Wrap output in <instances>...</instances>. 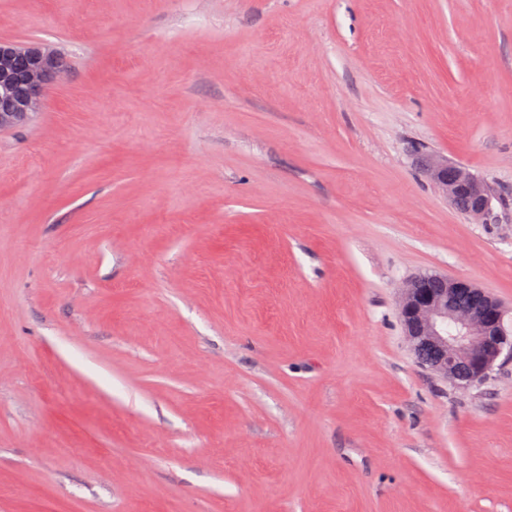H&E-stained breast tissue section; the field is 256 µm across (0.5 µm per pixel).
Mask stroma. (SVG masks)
Returning <instances> with one entry per match:
<instances>
[{"label": "stroma", "instance_id": "35a3bbf8", "mask_svg": "<svg viewBox=\"0 0 512 512\" xmlns=\"http://www.w3.org/2000/svg\"><path fill=\"white\" fill-rule=\"evenodd\" d=\"M65 80L0 132V512H512V0H0ZM434 154L494 188L478 224ZM507 315L484 288L447 274L412 278L400 304L401 321L418 363L460 388L485 379L506 350L512 360Z\"/></svg>", "mask_w": 512, "mask_h": 512}]
</instances>
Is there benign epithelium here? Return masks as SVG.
<instances>
[{"label": "benign epithelium", "instance_id": "obj_1", "mask_svg": "<svg viewBox=\"0 0 512 512\" xmlns=\"http://www.w3.org/2000/svg\"><path fill=\"white\" fill-rule=\"evenodd\" d=\"M25 62L23 77L27 96L0 112V130L29 123L42 106L49 82L59 81L57 51L31 40L24 44L0 41V90L15 83V61ZM432 181L451 203L460 197L470 200L468 216L484 219L491 213L488 185L467 172L448 179V161L429 156L424 163ZM508 311L488 291L471 280L429 273L412 278L403 288L400 317L418 363L460 388L487 377L504 355L512 359L508 339Z\"/></svg>", "mask_w": 512, "mask_h": 512}]
</instances>
